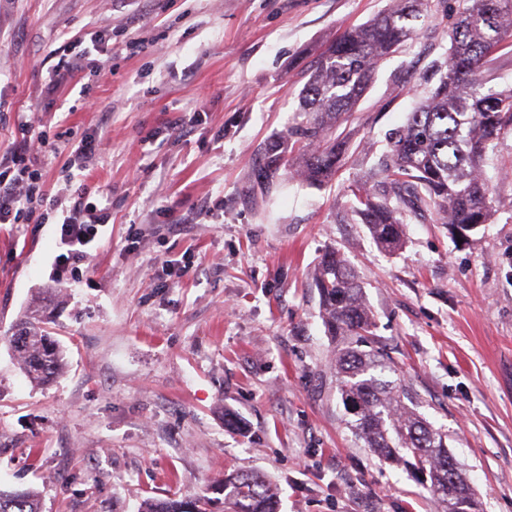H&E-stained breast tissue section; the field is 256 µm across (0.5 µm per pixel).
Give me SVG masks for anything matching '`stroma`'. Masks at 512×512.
Masks as SVG:
<instances>
[{"label": "stroma", "mask_w": 512, "mask_h": 512, "mask_svg": "<svg viewBox=\"0 0 512 512\" xmlns=\"http://www.w3.org/2000/svg\"><path fill=\"white\" fill-rule=\"evenodd\" d=\"M389 0H0V151L20 112L61 152L48 193L80 184L111 214L78 276L59 280L54 224H0V489L31 487L44 512H138L233 472L276 485L280 512H437L427 489L344 422L314 272L339 249L374 314L377 347L448 450L483 512H512V134L487 171L493 223L453 239L408 220L381 252L348 209L373 184L390 132L436 85L439 11L384 60L359 102V150L327 186L296 166L254 181L293 123L308 69ZM109 24L108 74L74 68L46 95L68 38ZM93 108L73 110L82 86ZM102 138L87 170L68 154ZM68 371L32 384L8 346L46 289Z\"/></svg>", "instance_id": "1"}]
</instances>
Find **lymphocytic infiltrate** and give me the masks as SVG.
Segmentation results:
<instances>
[{"label": "lymphocytic infiltrate", "instance_id": "1", "mask_svg": "<svg viewBox=\"0 0 512 512\" xmlns=\"http://www.w3.org/2000/svg\"><path fill=\"white\" fill-rule=\"evenodd\" d=\"M20 128L23 140L10 148L7 164L0 170V224H14L22 218L30 224H45L61 217L60 239L66 250L56 257L55 267L58 278L64 279L75 264L85 260L87 245L108 215L91 202L88 189L65 199L47 194L42 172L59 146L47 130H34L25 121Z\"/></svg>", "mask_w": 512, "mask_h": 512}]
</instances>
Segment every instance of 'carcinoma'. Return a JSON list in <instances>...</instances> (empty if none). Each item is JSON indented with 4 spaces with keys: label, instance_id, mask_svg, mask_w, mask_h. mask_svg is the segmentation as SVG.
I'll list each match as a JSON object with an SVG mask.
<instances>
[{
    "label": "carcinoma",
    "instance_id": "carcinoma-1",
    "mask_svg": "<svg viewBox=\"0 0 512 512\" xmlns=\"http://www.w3.org/2000/svg\"><path fill=\"white\" fill-rule=\"evenodd\" d=\"M433 0H392L368 22L345 30L310 66L301 91L302 119L288 137L305 147L299 167L307 179L324 184L345 161L350 121L379 63L417 35L415 22L438 13ZM449 47L435 61L438 84L392 132L380 161L381 180L348 187L351 212L366 225L376 245L394 253L403 245L407 217L428 215L452 234L492 223L495 201L486 165L499 140L512 134V88L486 87L493 81L494 55L512 48V0H455L448 27ZM281 167L267 157L260 176L274 184ZM315 286L324 325L336 342L335 370L346 424L382 460L404 467L431 492L438 512H483L481 502L456 468L448 478V435L417 412L398 380L393 361L373 346L372 314L354 272L338 250L318 263ZM40 303L28 308L23 324L32 340L12 349L19 368L36 385L58 378L68 364L67 349L41 319ZM224 499L201 492L147 498L139 512H278L276 492L255 474H227L219 484ZM0 512H43L33 488L1 490Z\"/></svg>",
    "mask_w": 512,
    "mask_h": 512
}]
</instances>
